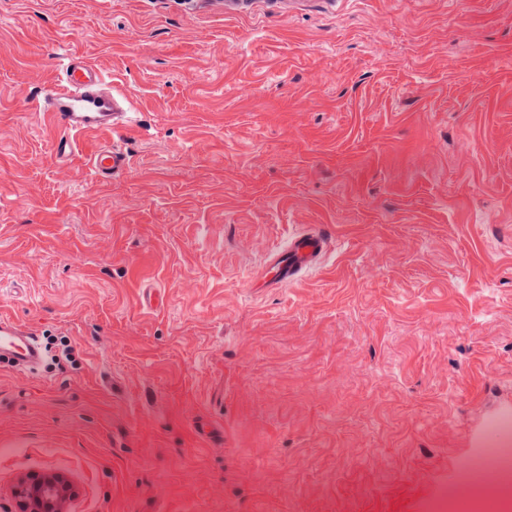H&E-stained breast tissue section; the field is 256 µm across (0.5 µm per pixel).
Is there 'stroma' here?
Instances as JSON below:
<instances>
[{"instance_id":"35a3bbf8","label":"stroma","mask_w":512,"mask_h":512,"mask_svg":"<svg viewBox=\"0 0 512 512\" xmlns=\"http://www.w3.org/2000/svg\"><path fill=\"white\" fill-rule=\"evenodd\" d=\"M64 52L128 99L110 181L39 110ZM0 311L50 348L0 366V512L47 472L63 512H469L512 412V0H0ZM328 247V238L316 231L305 232L288 242L275 257L272 281H293L301 272L320 262Z\"/></svg>"}]
</instances>
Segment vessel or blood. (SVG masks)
Segmentation results:
<instances>
[{
  "instance_id": "vessel-or-blood-1",
  "label": "vessel or blood",
  "mask_w": 512,
  "mask_h": 512,
  "mask_svg": "<svg viewBox=\"0 0 512 512\" xmlns=\"http://www.w3.org/2000/svg\"><path fill=\"white\" fill-rule=\"evenodd\" d=\"M61 78L45 95L44 114L59 124L64 135L55 147L58 157L78 153L82 140L92 133L115 131L128 125L117 94L103 96L102 70L86 57L71 52L59 56ZM91 176L106 181L126 173L131 160L115 146H100L89 156ZM328 247L327 237L311 231L290 240L275 257L272 281H293L301 272L320 262ZM44 359V347L38 336L14 317L0 313V364L21 371H34Z\"/></svg>"
}]
</instances>
